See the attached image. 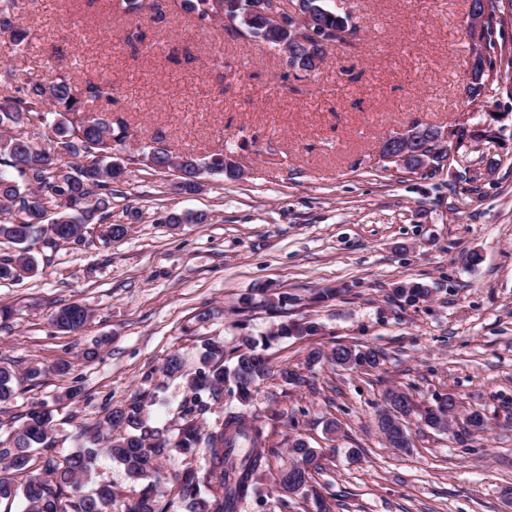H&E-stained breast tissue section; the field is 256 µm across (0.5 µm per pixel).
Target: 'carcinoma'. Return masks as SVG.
<instances>
[{
	"mask_svg": "<svg viewBox=\"0 0 512 512\" xmlns=\"http://www.w3.org/2000/svg\"><path fill=\"white\" fill-rule=\"evenodd\" d=\"M15 0H0V33L8 34L12 49L21 47L27 32L12 15ZM312 11L316 28L329 36L347 23V18L327 9L322 0H304ZM124 13L154 18L164 13L162 0H118ZM174 7L197 15L202 22H211L215 11L213 0H175ZM246 35L269 44L288 43L292 51L294 73H306L315 68L313 57L323 48L305 47L288 40L284 29L274 30L262 15L255 14L246 24ZM512 69V52L502 51L493 57L484 55L471 66L472 80L467 87L469 103L484 102L488 80L493 74ZM0 240L18 246L14 254L0 255V281L16 280L18 275L35 272L36 264L25 244L51 216L50 229L63 242H80L89 224L108 225L107 233L120 238L127 232L123 224H113L112 184L125 173L129 162L115 156V147L125 143L130 134L122 124L112 125V119L77 117L90 112L88 104L102 98H112V84L107 81L88 82L79 92L73 89L63 72L48 77H24L15 70L0 73ZM29 126L42 130L44 145L38 147L25 134L12 135L10 128ZM83 158L76 166L61 162L58 150ZM145 165L158 172L173 170L180 174L177 188L184 193L199 189L202 165L192 158L170 155L165 149L153 150L151 161ZM209 216L203 212L170 214L168 224H204ZM87 321V311L78 304L60 308L52 318L60 331L72 332ZM319 331L314 321L283 323L269 338L258 340L245 336L232 365L224 364V343L205 344L200 366L184 370L181 356L172 353L162 371L186 380L190 396L179 412L178 432L168 438L165 429L150 425L143 417V404L135 400L107 412L97 428L98 448H84L63 461L52 455L50 441L52 410L41 405L25 415L15 428L9 446L0 448V461L5 469L23 472L31 467L35 455H41L43 476L34 475L25 482L0 476V500L16 498L27 504L28 512H112V486L100 485L89 493L83 486L92 482L97 462L105 454L123 465L134 479H148L159 473L164 459L179 456H204L205 468L198 473L187 466L172 475L178 485L179 497L188 512H241L254 493L258 474L270 466L275 450L266 447L267 426L275 416L255 413L226 412L221 421L204 430L199 419L211 408L222 405L229 394L241 405L249 406L258 386L270 369L266 350L278 337L313 336ZM323 360L338 367L377 368L382 360L380 350L367 345H338L326 353L312 348L308 363ZM15 371L0 366V403L15 395ZM400 412L416 414L431 429L447 427L445 414L437 406L416 408L410 396L399 394ZM122 429L112 434L114 428ZM290 451L296 462L318 468L317 453L304 441L295 439Z\"/></svg>",
	"mask_w": 512,
	"mask_h": 512,
	"instance_id": "obj_1",
	"label": "carcinoma"
}]
</instances>
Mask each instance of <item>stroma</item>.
I'll list each match as a JSON object with an SVG mask.
<instances>
[{
    "label": "stroma",
    "instance_id": "35a3bbf8",
    "mask_svg": "<svg viewBox=\"0 0 512 512\" xmlns=\"http://www.w3.org/2000/svg\"><path fill=\"white\" fill-rule=\"evenodd\" d=\"M469 3L326 0L355 35L316 74L294 77L279 48L180 9L153 21L109 0H16L29 43L17 53L0 35V70L42 77L56 65L78 90L107 79L113 97L93 108L128 126L118 155L229 151L243 174L203 175L187 195L175 189L177 173L133 165L112 186L123 238L92 224L79 243H33L37 273L0 282L11 313L0 318V364L20 378L0 404V443L43 403L61 459L136 398L152 425L175 430L187 392L183 378L163 375L167 356L179 353L190 371L208 340L230 351L245 335H269L271 370L249 410L271 416L276 453L248 512H280L278 473L296 438L318 454L313 482L331 512H512V75L488 85L484 106L470 104ZM136 30L143 42H128ZM416 123L463 124L481 139L409 173L380 147ZM182 211L210 219L167 223ZM472 252L478 265L466 261ZM410 282L427 295L398 297ZM283 295L288 304L277 307ZM71 303L88 321L58 331L51 317ZM307 320L317 335L276 337L281 323ZM339 344L377 347L384 361L308 364L311 348ZM32 367L39 380H25ZM285 370L306 385L285 384ZM389 387L422 406L455 394L488 428L465 434L462 414L441 432L414 416L411 450L400 452L377 424ZM95 480L111 484L112 512L145 487L105 456Z\"/></svg>",
    "mask_w": 512,
    "mask_h": 512
}]
</instances>
